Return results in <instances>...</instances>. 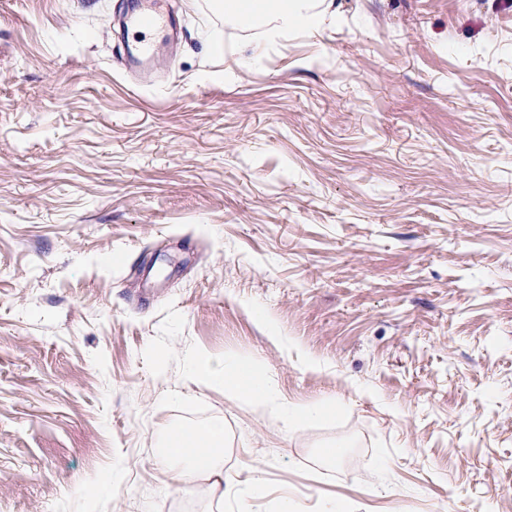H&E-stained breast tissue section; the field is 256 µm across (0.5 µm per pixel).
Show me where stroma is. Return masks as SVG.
Returning <instances> with one entry per match:
<instances>
[{
	"mask_svg": "<svg viewBox=\"0 0 512 512\" xmlns=\"http://www.w3.org/2000/svg\"><path fill=\"white\" fill-rule=\"evenodd\" d=\"M150 5L0 0V512H512V8L170 0L139 87L115 20ZM199 352L339 413L251 411ZM214 419L220 505L156 465ZM313 6L302 0H225L224 22L239 28L288 30L318 20ZM336 403H324L322 405L309 406L302 403L290 402L285 409V419L288 425H300L312 420L331 418L338 412Z\"/></svg>",
	"mask_w": 512,
	"mask_h": 512,
	"instance_id": "35a3bbf8",
	"label": "stroma"
}]
</instances>
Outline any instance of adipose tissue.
<instances>
[{"label": "adipose tissue", "mask_w": 512, "mask_h": 512, "mask_svg": "<svg viewBox=\"0 0 512 512\" xmlns=\"http://www.w3.org/2000/svg\"><path fill=\"white\" fill-rule=\"evenodd\" d=\"M316 18L308 0H224L225 24L244 29L287 30L311 24ZM190 376L206 386L222 389L227 398L255 411L277 400L270 380L258 375L253 361L247 358L223 360L198 354L193 358ZM181 435V441L168 443L157 459L158 467L179 484L204 481L208 495L213 500L223 501L228 491L224 484V462L218 450L224 438L223 423L212 421L185 428Z\"/></svg>", "instance_id": "adipose-tissue-1"}]
</instances>
